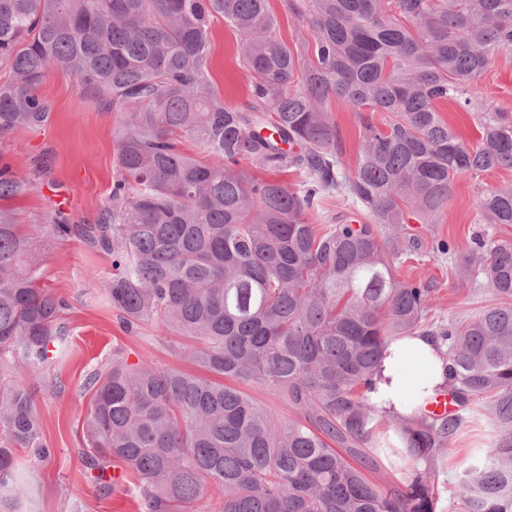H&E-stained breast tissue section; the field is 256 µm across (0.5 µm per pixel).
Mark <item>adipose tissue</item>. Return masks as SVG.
I'll return each instance as SVG.
<instances>
[{
    "mask_svg": "<svg viewBox=\"0 0 512 512\" xmlns=\"http://www.w3.org/2000/svg\"><path fill=\"white\" fill-rule=\"evenodd\" d=\"M448 361L435 338L414 334L388 342L369 400L377 416L422 415L447 381Z\"/></svg>",
    "mask_w": 512,
    "mask_h": 512,
    "instance_id": "adipose-tissue-1",
    "label": "adipose tissue"
}]
</instances>
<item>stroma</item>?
Returning a JSON list of instances; mask_svg holds the SVG:
<instances>
[{
	"label": "stroma",
	"instance_id": "obj_1",
	"mask_svg": "<svg viewBox=\"0 0 512 512\" xmlns=\"http://www.w3.org/2000/svg\"><path fill=\"white\" fill-rule=\"evenodd\" d=\"M209 71L226 104L246 101L250 76L239 60L236 33L221 20L212 25ZM37 92L50 107L48 124L0 136V164L11 163L17 172L32 176L26 192L0 199V209L9 211L19 224L50 226L60 209L70 223H94L118 177L113 136L119 116L83 92L72 76L56 70ZM477 97L484 105L512 111V55H500L481 78ZM511 181L512 171L504 169L477 179L458 176L441 223L407 224L406 236L416 247L395 259V275L423 279L433 288L428 316L432 323L444 324L464 311L493 303L485 279L462 277L457 264L475 235L512 242V226L476 223L474 208L479 185ZM62 192L67 195L63 202L58 199ZM49 241L44 282L68 302L62 320L71 330L72 343L66 358L48 364L38 382L36 406L53 453L45 461L23 455L25 483L17 512H143L130 478H123L106 495L85 471L79 448L88 400L81 397L80 386L86 373L109 362L117 348L131 363L144 356L161 368L187 371L191 365L155 342L158 328L145 325L136 335L125 331L105 298L104 285L112 276L109 256L89 252L72 238L53 234ZM494 433V425L482 418L451 441L438 464L440 512H461L453 498L455 473L470 449L484 447Z\"/></svg>",
	"mask_w": 512,
	"mask_h": 512
}]
</instances>
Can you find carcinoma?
I'll return each mask as SVG.
<instances>
[{"mask_svg":"<svg viewBox=\"0 0 512 512\" xmlns=\"http://www.w3.org/2000/svg\"><path fill=\"white\" fill-rule=\"evenodd\" d=\"M282 6L312 39H281L267 0H0V135L47 123L36 88L50 70L120 113L108 202L93 224L57 213L53 231L112 257L105 291L127 331L157 325L203 371L119 352L91 370L84 466L106 494L105 469L121 463L144 512H437L439 458L476 407L497 434L459 471L458 501L512 512V242L476 239L459 273L483 275L496 300L434 330L433 289L392 269L405 224L441 223L458 175L512 170V113L473 99L512 52V0ZM218 18L251 76L242 107L210 77ZM336 98L363 132L349 176ZM448 100L476 113L477 142L441 119ZM243 160L306 180L292 190ZM28 185L0 165V199ZM335 196L363 221L311 223L315 201ZM475 209L480 224L512 225V183L480 186ZM47 245L42 225L0 209V512H16L18 452L51 456L31 380L68 348V303L42 284ZM417 332L448 341L457 410L376 423V366L391 339ZM230 380L296 417L277 421Z\"/></svg>","mask_w":512,"mask_h":512,"instance_id":"1","label":"carcinoma"}]
</instances>
